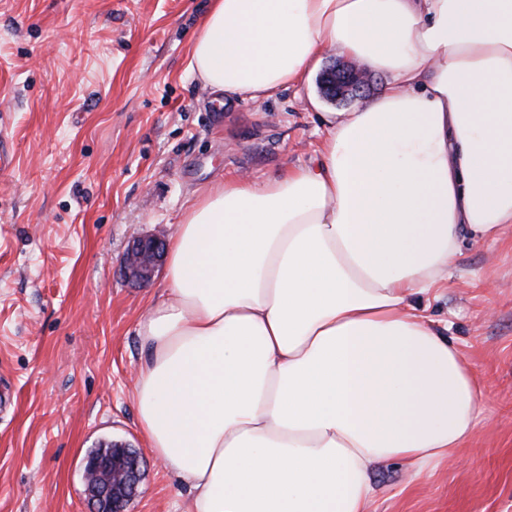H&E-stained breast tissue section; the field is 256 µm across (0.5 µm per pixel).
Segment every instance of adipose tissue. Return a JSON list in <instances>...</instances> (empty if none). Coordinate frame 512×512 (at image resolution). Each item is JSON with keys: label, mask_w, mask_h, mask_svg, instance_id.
Here are the masks:
<instances>
[{"label": "adipose tissue", "mask_w": 512, "mask_h": 512, "mask_svg": "<svg viewBox=\"0 0 512 512\" xmlns=\"http://www.w3.org/2000/svg\"><path fill=\"white\" fill-rule=\"evenodd\" d=\"M332 50L384 89L324 114L316 165L198 196L138 326L139 426L182 512H368L377 465L418 475L476 434L421 302L512 226V0H212L189 71L264 100Z\"/></svg>", "instance_id": "1"}]
</instances>
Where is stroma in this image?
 <instances>
[{
  "label": "stroma",
  "instance_id": "1",
  "mask_svg": "<svg viewBox=\"0 0 512 512\" xmlns=\"http://www.w3.org/2000/svg\"><path fill=\"white\" fill-rule=\"evenodd\" d=\"M210 0H0V512H88L82 461L125 442L146 466L125 512H175L141 434L137 334L163 273L123 279L131 242L172 234L203 190L312 164L317 85L222 99L188 71ZM431 300L482 391L476 441L410 476L371 473L370 512H512V227L467 241Z\"/></svg>",
  "mask_w": 512,
  "mask_h": 512
}]
</instances>
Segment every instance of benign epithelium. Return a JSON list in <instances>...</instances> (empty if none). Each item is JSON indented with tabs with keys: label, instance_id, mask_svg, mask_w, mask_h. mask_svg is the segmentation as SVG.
Here are the masks:
<instances>
[{
	"label": "benign epithelium",
	"instance_id": "benign-epithelium-1",
	"mask_svg": "<svg viewBox=\"0 0 512 512\" xmlns=\"http://www.w3.org/2000/svg\"><path fill=\"white\" fill-rule=\"evenodd\" d=\"M370 74L350 61H337L327 68L321 79L323 95L335 102H346L364 97L370 89ZM166 250L164 235L154 233L135 239L121 260L120 274L139 284L149 283L161 265ZM110 448H125L122 461L105 467L102 458L89 454L84 458V495L92 512H124V499L116 498L115 491L137 490L143 475V461L129 445L111 442Z\"/></svg>",
	"mask_w": 512,
	"mask_h": 512
}]
</instances>
